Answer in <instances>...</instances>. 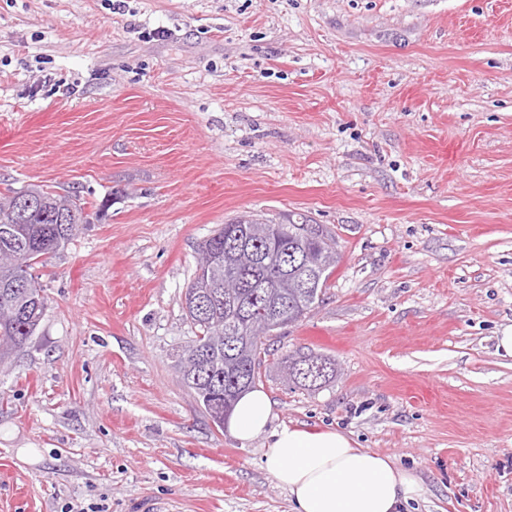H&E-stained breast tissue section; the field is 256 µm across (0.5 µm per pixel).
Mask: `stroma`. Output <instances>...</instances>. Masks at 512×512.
Here are the masks:
<instances>
[{
	"label": "stroma",
	"mask_w": 512,
	"mask_h": 512,
	"mask_svg": "<svg viewBox=\"0 0 512 512\" xmlns=\"http://www.w3.org/2000/svg\"><path fill=\"white\" fill-rule=\"evenodd\" d=\"M30 185L92 219L0 372V512H293L284 425L414 470L408 512H512V0H0V190ZM249 212L341 261L244 443L175 354L199 244ZM295 351L335 380L287 386Z\"/></svg>",
	"instance_id": "stroma-1"
}]
</instances>
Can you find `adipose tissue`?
<instances>
[{"instance_id":"ef3b65f1","label":"adipose tissue","mask_w":512,"mask_h":512,"mask_svg":"<svg viewBox=\"0 0 512 512\" xmlns=\"http://www.w3.org/2000/svg\"><path fill=\"white\" fill-rule=\"evenodd\" d=\"M272 403L260 389L244 393L229 419L232 435L250 441L270 431L265 466L288 489L294 512H403L419 497L418 476L393 457L356 448L345 434L282 426L268 430Z\"/></svg>"}]
</instances>
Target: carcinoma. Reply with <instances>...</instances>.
<instances>
[{
	"instance_id": "1",
	"label": "carcinoma",
	"mask_w": 512,
	"mask_h": 512,
	"mask_svg": "<svg viewBox=\"0 0 512 512\" xmlns=\"http://www.w3.org/2000/svg\"><path fill=\"white\" fill-rule=\"evenodd\" d=\"M87 223L85 202L74 194L35 185L0 193V251L20 256L15 268L0 270V358L25 347L45 309L46 298L37 296L42 286L30 269L43 256L64 249L80 232L78 225ZM210 242L223 256L246 249L283 256L288 274L302 277L309 271L315 282L310 288H290L280 268L242 264L244 288L235 300L225 299L219 288L204 314L185 312L199 336L179 355L176 367L208 413L226 400L235 403L260 381L268 355L263 336L314 311L340 260L334 237L305 218L282 224L258 214L241 215L216 230ZM284 374L287 384L312 391L334 379L337 368L322 355L297 351L284 361Z\"/></svg>"
}]
</instances>
